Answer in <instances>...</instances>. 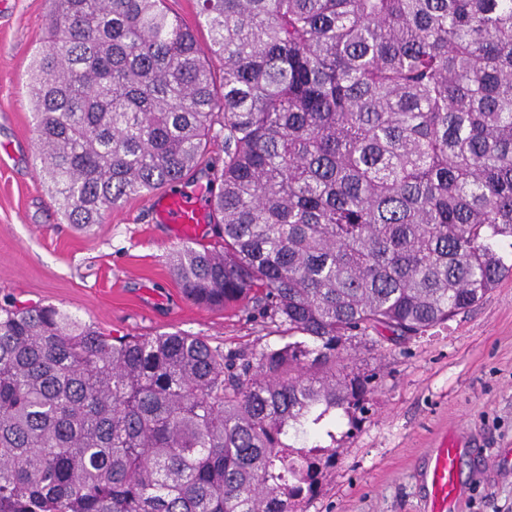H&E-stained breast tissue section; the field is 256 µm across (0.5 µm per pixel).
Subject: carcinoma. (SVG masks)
<instances>
[{"label":"carcinoma","instance_id":"carcinoma-1","mask_svg":"<svg viewBox=\"0 0 512 512\" xmlns=\"http://www.w3.org/2000/svg\"><path fill=\"white\" fill-rule=\"evenodd\" d=\"M51 2L28 85L67 223L207 171L215 239L169 270L281 343L4 299L0 512H298L336 450L283 437L367 412L346 345L512 275V0H198L205 44L165 0Z\"/></svg>","mask_w":512,"mask_h":512}]
</instances>
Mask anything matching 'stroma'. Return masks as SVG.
<instances>
[{"label":"stroma","instance_id":"35a3bbf8","mask_svg":"<svg viewBox=\"0 0 512 512\" xmlns=\"http://www.w3.org/2000/svg\"><path fill=\"white\" fill-rule=\"evenodd\" d=\"M49 0H0V297L54 304L112 335L179 330L227 351L275 345L251 323L188 300L169 272L168 225L151 196L85 231L67 224L38 174L28 67L45 44ZM349 372L375 374L371 410L308 444L336 452L303 512H428L421 474L442 436L464 452L452 512H512V277L432 336L354 339Z\"/></svg>","mask_w":512,"mask_h":512}]
</instances>
